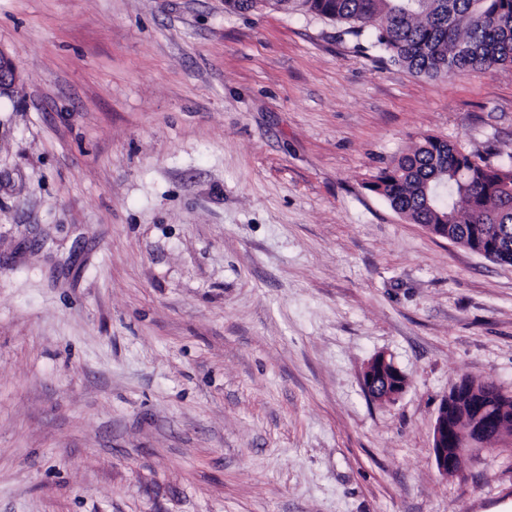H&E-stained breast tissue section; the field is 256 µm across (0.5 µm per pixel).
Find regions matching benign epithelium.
<instances>
[{
    "mask_svg": "<svg viewBox=\"0 0 512 512\" xmlns=\"http://www.w3.org/2000/svg\"><path fill=\"white\" fill-rule=\"evenodd\" d=\"M19 79L18 71L13 62L0 53V96L10 94ZM381 375L386 381V390L383 395H375V398L387 399L399 394V389L404 386L406 377L403 371L396 365L388 366V356L383 354L375 357L367 370L362 375V387L371 391L375 387L376 376ZM483 408L480 400L472 403L471 417L466 426L460 427L448 422V406H443L438 412L433 429L432 449L438 470L444 474L458 475L463 471L468 453L484 446L480 437L484 434L483 423H492L493 417L488 416L481 420Z\"/></svg>",
    "mask_w": 512,
    "mask_h": 512,
    "instance_id": "benign-epithelium-1",
    "label": "benign epithelium"
}]
</instances>
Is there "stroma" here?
Listing matches in <instances>:
<instances>
[{
    "label": "stroma",
    "instance_id": "obj_1",
    "mask_svg": "<svg viewBox=\"0 0 512 512\" xmlns=\"http://www.w3.org/2000/svg\"><path fill=\"white\" fill-rule=\"evenodd\" d=\"M0 53V512H512V435L432 453L462 379L512 392V266L366 187L497 163L512 71L224 0H0ZM388 356L378 355L373 359L367 370L362 375L361 383L362 387L365 388V390L371 394V389L375 387L376 384H374V380L377 375L384 376L386 381V390L383 393V395H378V393H375L374 398L377 399H384L386 400L388 397H393L395 395L399 394V389L404 386L405 381L406 385L404 390L407 387V380L403 373V371L397 366L395 361H393L392 368L388 367ZM403 390V391H404Z\"/></svg>",
    "mask_w": 512,
    "mask_h": 512
}]
</instances>
